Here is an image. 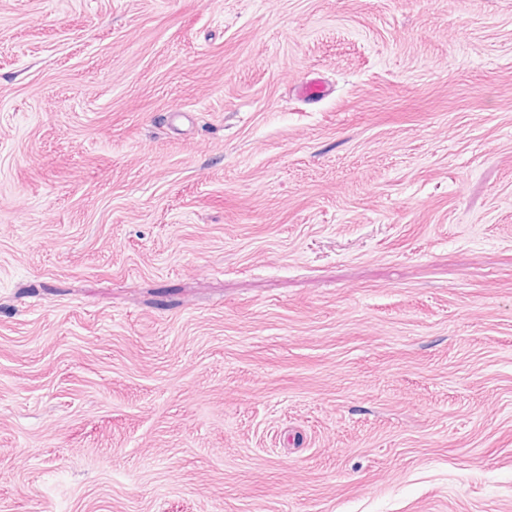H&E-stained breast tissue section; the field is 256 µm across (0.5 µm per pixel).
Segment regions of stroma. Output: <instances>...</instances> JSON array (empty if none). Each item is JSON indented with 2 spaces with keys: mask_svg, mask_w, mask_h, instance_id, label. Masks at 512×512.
<instances>
[{
  "mask_svg": "<svg viewBox=\"0 0 512 512\" xmlns=\"http://www.w3.org/2000/svg\"><path fill=\"white\" fill-rule=\"evenodd\" d=\"M0 512H512V0H0Z\"/></svg>",
  "mask_w": 512,
  "mask_h": 512,
  "instance_id": "obj_1",
  "label": "stroma"
}]
</instances>
